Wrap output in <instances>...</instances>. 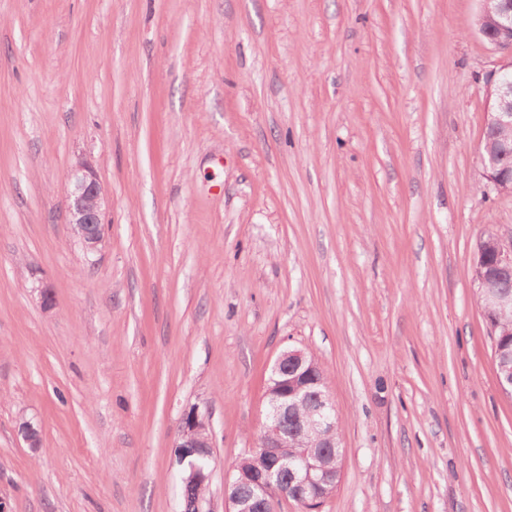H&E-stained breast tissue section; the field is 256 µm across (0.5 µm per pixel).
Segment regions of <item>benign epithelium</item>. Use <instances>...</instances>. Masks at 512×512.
I'll return each mask as SVG.
<instances>
[{
  "label": "benign epithelium",
  "mask_w": 512,
  "mask_h": 512,
  "mask_svg": "<svg viewBox=\"0 0 512 512\" xmlns=\"http://www.w3.org/2000/svg\"><path fill=\"white\" fill-rule=\"evenodd\" d=\"M477 20L478 33L491 45L512 52V0H480ZM497 95L496 105H487L483 137L499 128L512 130V64L501 68L493 81ZM488 183L498 189L506 181L512 182V167L501 165V155L489 148L480 155ZM69 223L88 252L97 249L102 241V211L105 205L102 186L94 166L78 160L68 173ZM486 272L475 277L487 307H512V292L501 287L498 272L512 271V240L497 239L496 250L485 265ZM272 386H266L267 413L265 423L255 445L246 451L236 466L235 479L224 483L225 512H267V493L276 491L281 498L288 494L277 489L283 474L294 485L298 494L306 493L324 484L336 481V450L331 445L314 440L316 430L336 425V406L330 391L315 387L308 381L307 350L288 347L282 350L269 367ZM306 405L305 418L299 420L300 431L306 436L305 446L294 456L287 457L282 448L287 442L283 417L288 409L299 403ZM19 432L30 448L40 447L36 425L28 420L19 424ZM176 448L179 460L188 469L182 481L210 486V465H199L197 460L212 458V431L208 410L195 406L186 411L180 422ZM243 485L252 486L261 495L241 492Z\"/></svg>",
  "instance_id": "obj_1"
}]
</instances>
